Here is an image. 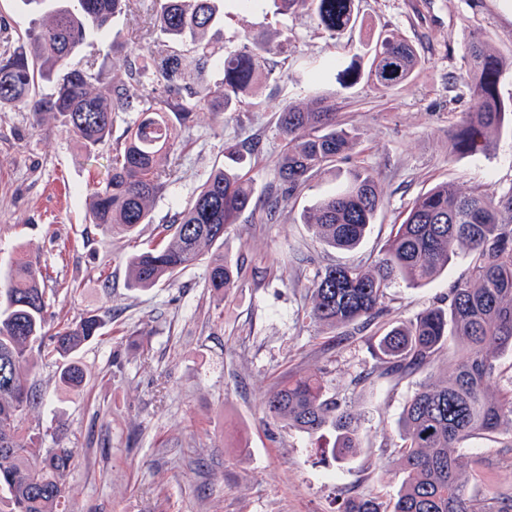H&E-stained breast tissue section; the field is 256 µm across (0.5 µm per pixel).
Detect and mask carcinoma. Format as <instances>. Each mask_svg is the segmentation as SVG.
Masks as SVG:
<instances>
[{
	"mask_svg": "<svg viewBox=\"0 0 512 512\" xmlns=\"http://www.w3.org/2000/svg\"><path fill=\"white\" fill-rule=\"evenodd\" d=\"M286 16L306 5L317 25L334 38L356 24L354 0H238ZM38 22L17 37L0 41V106L22 107L38 117L57 113L69 133L92 153L108 145L117 113L136 112L112 148V169L88 198V216L112 232L132 238L152 221V206L176 177L188 146L180 133L199 110L219 116L237 112L265 78L266 56L288 47L247 37L232 51L215 38L224 22V0H160L151 19L156 33L149 57L128 61L104 77L94 63L75 61L87 36L104 34L130 11L131 0H24ZM367 78L394 88L411 82L422 65L415 46L401 34L381 31L367 49ZM198 77L185 81L184 57ZM459 80L470 106L461 113L453 152L480 154L492 137L512 123V103L498 93L512 68L477 35L465 44ZM220 73L208 80L212 70ZM150 80L151 92L130 87ZM277 127L284 139L278 160L283 193L294 196L313 178L336 170L357 146L352 131L336 121V102L317 97L307 106L283 105ZM253 145L224 144L228 162L215 167L191 203L161 225L153 241L126 258L130 287L173 282L208 258L206 288L213 297L239 287L242 267L224 253V241L247 209L270 217L275 203L254 197L244 174ZM383 207L378 181L363 166L351 169L343 186L303 213L320 242L353 251L363 242ZM459 248L471 253L466 277L448 289V306L432 307L377 337L380 375L398 380L426 372L449 346L454 369L445 380L427 379L407 401L397 423L401 440L399 489L383 501L372 496L345 499L339 512H512V499L467 494L476 470L452 455L472 437L502 436L512 449V375L504 377L499 355L512 352V189L488 196L462 193L442 182L418 195L393 225L368 265L319 267L309 280L307 317L336 332L332 343L353 339L385 311V291L394 282L420 288L439 277ZM0 287V512H69V476L74 449L45 446L40 429L28 424L41 405L28 370L40 360L59 364V379L73 390L85 381L75 355L101 335L104 319L90 312L78 321L47 329L44 275L23 257L3 273ZM266 414L288 427L315 435L335 432L334 459L349 460L361 448L362 416L329 395L323 373L300 369L275 386L263 402Z\"/></svg>",
	"mask_w": 512,
	"mask_h": 512,
	"instance_id": "obj_1",
	"label": "carcinoma"
}]
</instances>
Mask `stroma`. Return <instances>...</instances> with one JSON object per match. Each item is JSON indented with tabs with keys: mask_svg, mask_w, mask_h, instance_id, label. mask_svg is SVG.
Listing matches in <instances>:
<instances>
[{
	"mask_svg": "<svg viewBox=\"0 0 512 512\" xmlns=\"http://www.w3.org/2000/svg\"><path fill=\"white\" fill-rule=\"evenodd\" d=\"M355 9V26L332 39L308 7L283 19L240 11L226 0L225 50L248 33L287 40L288 51L270 56L258 107L218 117L197 112L179 172L134 240L86 217L88 192L105 179L111 147L86 154L60 116L0 106V268L20 255L42 268L48 320L76 321L91 311L105 320L101 336L76 356L86 372L81 392L60 382L56 365L35 369L43 405L29 418L75 451L70 512H338L346 496L395 493L389 476L398 468L397 422L416 381L372 377L370 339L443 304L450 285L466 276L470 257L458 250L424 287L393 284L387 315L340 348L331 344L332 330L306 316L307 282L297 260H370L412 200L435 184L494 196L512 188L511 130L485 154L450 151L469 107L465 87L452 82L466 39L481 31L496 52L512 55V0H355ZM385 29L401 32L424 59L411 83L384 89L363 77L343 89L335 77L315 79L324 63L366 69L365 52ZM149 46L137 39L113 52L92 37L77 58L96 61L108 75ZM329 96L357 137L353 164L374 173L384 198L358 250L331 249L302 222L304 211L342 187L343 177L330 172L281 198L273 222L241 215L224 251L242 263L243 278L224 300L210 295L202 262L175 282L130 288L126 256L190 203L213 165L223 162L225 143L257 144L249 177L256 194H266L279 184L280 107ZM296 369L324 371L330 393L364 415L362 446L348 463L330 454L332 430L310 436L265 415V396ZM365 374L371 382L359 383ZM459 454L468 467L486 461L471 494L512 497V450L495 436H475Z\"/></svg>",
	"mask_w": 512,
	"mask_h": 512,
	"instance_id": "stroma-1",
	"label": "stroma"
}]
</instances>
